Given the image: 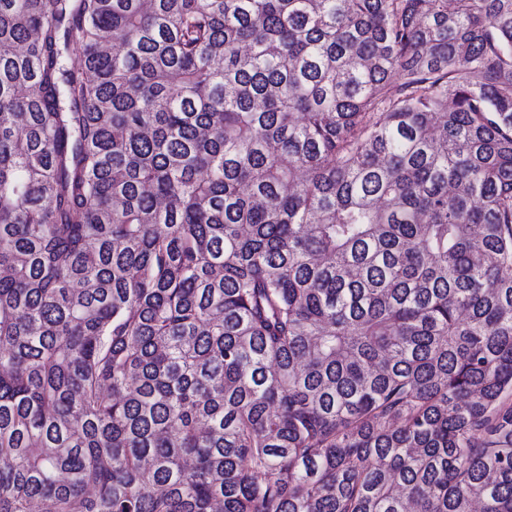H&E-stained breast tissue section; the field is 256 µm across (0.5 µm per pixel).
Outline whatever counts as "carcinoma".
<instances>
[{"mask_svg":"<svg viewBox=\"0 0 512 512\" xmlns=\"http://www.w3.org/2000/svg\"><path fill=\"white\" fill-rule=\"evenodd\" d=\"M476 502L512 0H0V512Z\"/></svg>","mask_w":512,"mask_h":512,"instance_id":"carcinoma-1","label":"carcinoma"}]
</instances>
